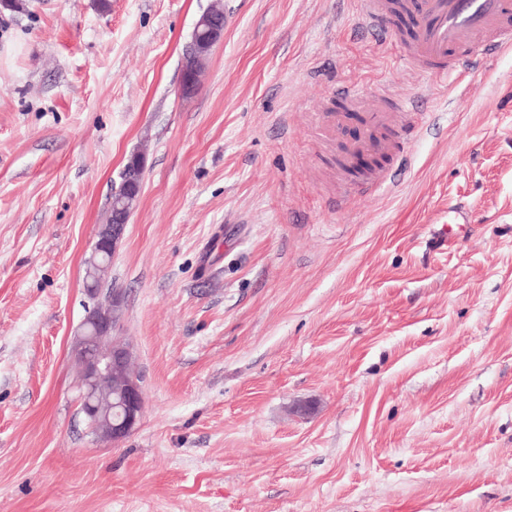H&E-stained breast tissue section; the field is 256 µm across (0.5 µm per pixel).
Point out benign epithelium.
<instances>
[{
	"mask_svg": "<svg viewBox=\"0 0 512 512\" xmlns=\"http://www.w3.org/2000/svg\"><path fill=\"white\" fill-rule=\"evenodd\" d=\"M206 40L202 46L188 50L182 58V79L178 94L187 96L198 85L202 54L210 51L224 31L217 13L202 15L197 21ZM143 165L125 166L121 179L142 190ZM128 218L123 217L98 233L91 247L89 263L98 254L113 255L123 238ZM91 302L85 324L87 332L78 336L72 353L79 365L83 388L80 407L94 419L96 437L114 445L122 443L140 422L144 397L138 376L133 370V353L129 346L112 338L113 322L117 321L124 299L120 292L105 299L96 288L85 289Z\"/></svg>",
	"mask_w": 512,
	"mask_h": 512,
	"instance_id": "1",
	"label": "benign epithelium"
}]
</instances>
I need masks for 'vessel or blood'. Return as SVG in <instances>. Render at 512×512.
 <instances>
[{"instance_id":"1","label":"vessel or blood","mask_w":512,"mask_h":512,"mask_svg":"<svg viewBox=\"0 0 512 512\" xmlns=\"http://www.w3.org/2000/svg\"><path fill=\"white\" fill-rule=\"evenodd\" d=\"M361 7L364 28L383 34L412 66L439 81L462 80L484 56L512 48V0H411L416 27L409 34L393 24L394 0H361ZM414 119L406 102L385 96L365 113L353 151L373 154L382 164L359 179L361 193L384 184L383 165L404 153Z\"/></svg>"}]
</instances>
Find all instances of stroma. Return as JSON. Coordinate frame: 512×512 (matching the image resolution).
I'll return each mask as SVG.
<instances>
[{
    "label": "stroma",
    "mask_w": 512,
    "mask_h": 512,
    "mask_svg": "<svg viewBox=\"0 0 512 512\" xmlns=\"http://www.w3.org/2000/svg\"><path fill=\"white\" fill-rule=\"evenodd\" d=\"M23 2L0 8V512H512V49L435 84L359 0H223L182 97L212 0ZM342 80L416 107L370 195L338 175L356 124L318 130ZM136 154L105 281L144 409L115 446L71 346ZM198 28L207 35L201 47L189 49L182 58V79L178 87L180 96L192 93L198 85V76L204 57L211 47L220 39L224 31L221 16L218 13L203 14L197 21ZM129 220V217L123 216V218H118L115 224H112V199L110 209L106 216L105 224H110L105 229H103L100 233H98L96 240L94 241L91 247V253L89 256L90 265L94 263L95 257L101 253L104 256L106 255H114L116 250L123 238L126 224Z\"/></svg>",
    "instance_id": "1"
}]
</instances>
